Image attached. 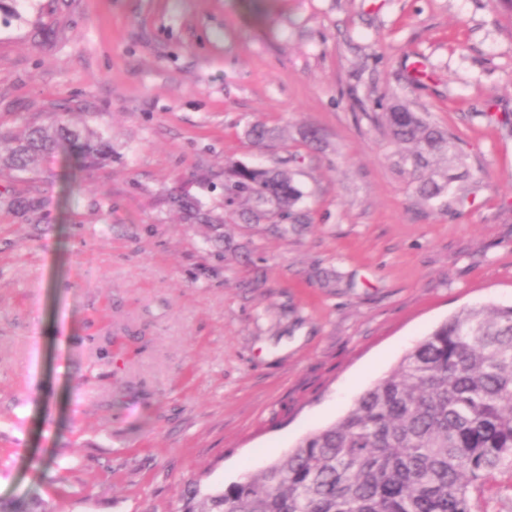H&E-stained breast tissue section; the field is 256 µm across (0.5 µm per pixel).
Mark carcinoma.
<instances>
[{
  "mask_svg": "<svg viewBox=\"0 0 512 512\" xmlns=\"http://www.w3.org/2000/svg\"><path fill=\"white\" fill-rule=\"evenodd\" d=\"M396 165L425 202L450 196L449 175L465 166L458 138L403 102L381 115ZM67 145L94 163L110 152L102 132L56 118L21 137L0 133V166L32 170ZM229 206L275 231L296 233L302 198L292 173L232 163ZM512 473V306L468 307L429 332L338 422L222 491L188 497L182 512H478V493ZM25 499L0 512H36Z\"/></svg>",
  "mask_w": 512,
  "mask_h": 512,
  "instance_id": "1",
  "label": "carcinoma"
}]
</instances>
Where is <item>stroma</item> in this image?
<instances>
[{"instance_id": "stroma-1", "label": "stroma", "mask_w": 512, "mask_h": 512, "mask_svg": "<svg viewBox=\"0 0 512 512\" xmlns=\"http://www.w3.org/2000/svg\"><path fill=\"white\" fill-rule=\"evenodd\" d=\"M491 98L512 118L492 0H10L0 128L55 113L112 155L0 169V500L181 512L339 421L453 313L511 305ZM396 99L459 137L467 204L421 203L395 167ZM231 161L293 172L303 232L227 207Z\"/></svg>"}]
</instances>
